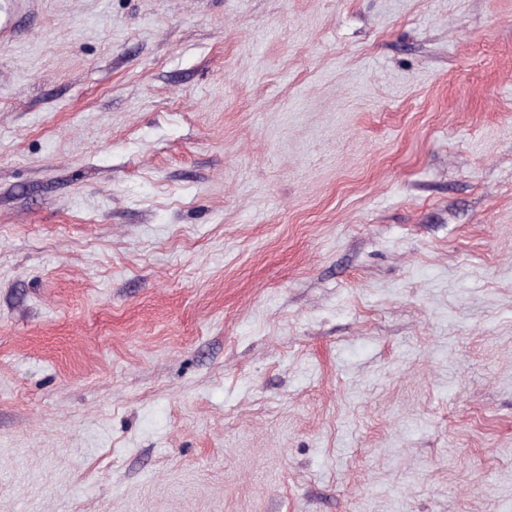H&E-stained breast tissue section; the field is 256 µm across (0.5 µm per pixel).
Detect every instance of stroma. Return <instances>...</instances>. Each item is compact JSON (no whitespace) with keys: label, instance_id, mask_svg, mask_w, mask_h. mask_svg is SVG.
Returning a JSON list of instances; mask_svg holds the SVG:
<instances>
[{"label":"stroma","instance_id":"obj_1","mask_svg":"<svg viewBox=\"0 0 512 512\" xmlns=\"http://www.w3.org/2000/svg\"><path fill=\"white\" fill-rule=\"evenodd\" d=\"M0 512H512V0H0Z\"/></svg>","mask_w":512,"mask_h":512}]
</instances>
